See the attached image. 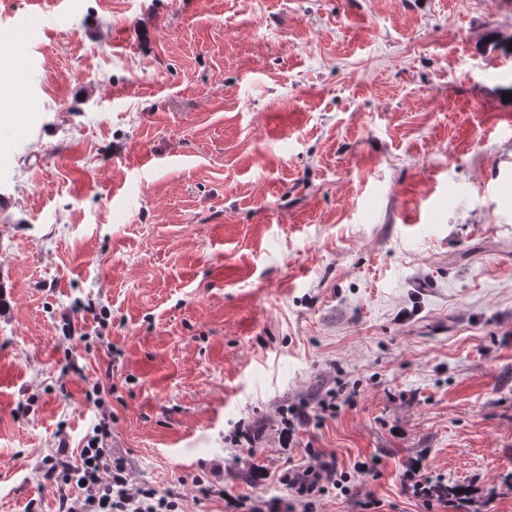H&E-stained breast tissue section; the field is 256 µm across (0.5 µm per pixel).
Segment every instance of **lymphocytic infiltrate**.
<instances>
[{"label": "lymphocytic infiltrate", "instance_id": "lymphocytic-infiltrate-1", "mask_svg": "<svg viewBox=\"0 0 512 512\" xmlns=\"http://www.w3.org/2000/svg\"><path fill=\"white\" fill-rule=\"evenodd\" d=\"M94 406L96 423L85 435L79 454H70L67 441L62 439L43 462L44 480L62 488L56 512H179V497L174 491L145 488L132 481L127 457L109 444L111 409L99 400ZM349 480L348 474L337 472L328 462L290 467L279 477L304 512H312L315 499L329 488H342ZM403 481L428 508L438 504L457 512L472 502L471 488L432 480L416 463L405 470Z\"/></svg>", "mask_w": 512, "mask_h": 512}]
</instances>
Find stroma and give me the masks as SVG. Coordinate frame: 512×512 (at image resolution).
<instances>
[{"mask_svg":"<svg viewBox=\"0 0 512 512\" xmlns=\"http://www.w3.org/2000/svg\"><path fill=\"white\" fill-rule=\"evenodd\" d=\"M512 0H7L0 512L112 409L135 482L425 512L405 466L512 512ZM91 315L81 373L61 316ZM350 404L280 438L281 408ZM260 424L253 447L237 426ZM380 475H357L361 462ZM348 473H340L329 462L316 465L288 467L279 476V483L286 487L293 501L301 504L305 512H311L316 498L328 492L330 486L346 491Z\"/></svg>","mask_w":512,"mask_h":512,"instance_id":"obj_1","label":"stroma"}]
</instances>
